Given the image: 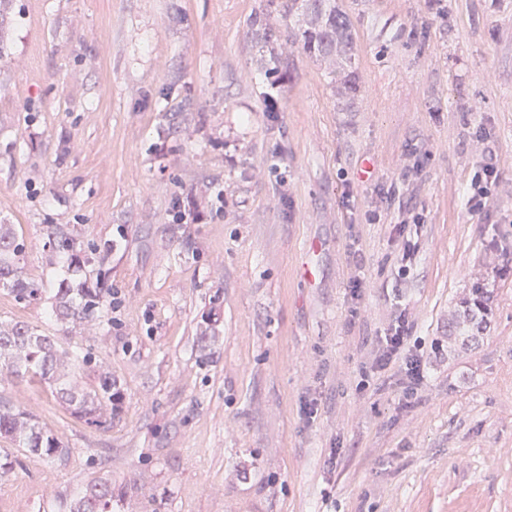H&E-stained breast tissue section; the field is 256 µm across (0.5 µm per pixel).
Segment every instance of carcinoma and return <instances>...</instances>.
Wrapping results in <instances>:
<instances>
[{"instance_id": "carcinoma-1", "label": "carcinoma", "mask_w": 512, "mask_h": 512, "mask_svg": "<svg viewBox=\"0 0 512 512\" xmlns=\"http://www.w3.org/2000/svg\"><path fill=\"white\" fill-rule=\"evenodd\" d=\"M307 17L299 31L303 49L317 59L334 65L331 82L339 95L347 98L359 92L352 69L353 36L349 16L336 6V0H288V12ZM51 256L76 257V238L60 227L47 235ZM27 244L11 224H0V285L9 289L19 303L38 301L47 293L44 284L25 276ZM478 289L462 305L457 328L466 336L487 326L491 307L480 303ZM56 320L76 330L104 317L107 311L102 289L83 285L75 288L62 280L52 296ZM0 365L13 376L29 377L52 385L58 399L70 414L91 425L107 427L118 410L121 392L112 372L98 366L91 384L82 381L91 357L80 352L58 350L50 337L36 333L20 321H0ZM0 438L12 441L32 453L54 456L60 445L33 414L0 397ZM112 483L106 479L90 482L71 501L70 512H111Z\"/></svg>"}]
</instances>
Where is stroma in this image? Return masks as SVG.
<instances>
[{"label": "stroma", "mask_w": 512, "mask_h": 512, "mask_svg": "<svg viewBox=\"0 0 512 512\" xmlns=\"http://www.w3.org/2000/svg\"><path fill=\"white\" fill-rule=\"evenodd\" d=\"M339 4L351 100L289 39L288 0L0 8V224L26 239L27 276L111 303L70 333L0 287V320L90 351L122 394L100 429L47 384L0 383L63 446L0 438V512H65L97 478L112 512H512V0ZM484 160L497 181L475 213ZM50 224L99 279L48 257ZM478 282L491 326L466 340L456 304ZM395 294L440 349L406 398L394 367L357 387Z\"/></svg>", "instance_id": "1"}]
</instances>
